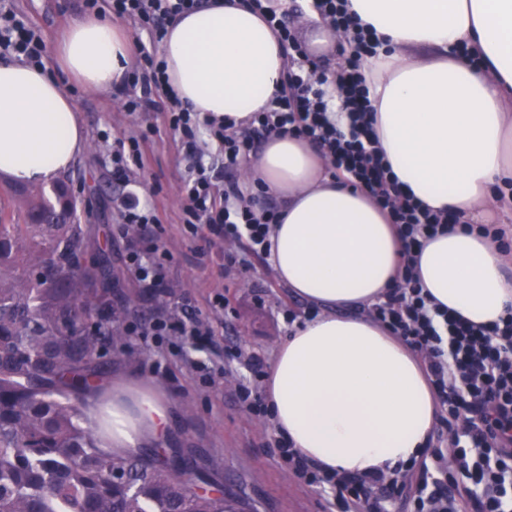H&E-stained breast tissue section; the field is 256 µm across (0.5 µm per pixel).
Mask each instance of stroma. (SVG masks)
<instances>
[{"label":"stroma","instance_id":"obj_1","mask_svg":"<svg viewBox=\"0 0 512 512\" xmlns=\"http://www.w3.org/2000/svg\"><path fill=\"white\" fill-rule=\"evenodd\" d=\"M12 5L49 46L85 14L84 0H12ZM68 89L86 146L61 178L72 190L83 229L112 262L117 282L112 306L123 309L125 323L142 324L186 301L210 333L206 348H188L183 358L128 338L123 350L106 352V387L126 379L164 392L172 402L164 447L192 449L202 462L223 471L226 493L244 497L258 512H343L329 488L308 485L289 472L275 446L270 419L241 410L233 400L232 381L218 374L212 383H202L191 367L195 360L223 366L228 347L273 361L277 345L289 334L285 312L303 315L306 304L279 282L264 255L248 253L238 242L234 248L244 255L245 266H225L222 244L208 243L180 224L177 186L185 163L163 113L134 117L112 93L73 82ZM150 125L157 133L144 149L145 168L136 172L133 189L141 204L153 208L159 245L170 255L163 284L154 292L142 288L128 269L133 239L118 230L124 191L112 180L111 144Z\"/></svg>","mask_w":512,"mask_h":512}]
</instances>
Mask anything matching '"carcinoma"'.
<instances>
[{
    "mask_svg": "<svg viewBox=\"0 0 512 512\" xmlns=\"http://www.w3.org/2000/svg\"><path fill=\"white\" fill-rule=\"evenodd\" d=\"M27 195L21 224L0 204V512H251L193 452L120 451L90 418L97 349L126 343L118 310L81 328L112 272L74 205Z\"/></svg>",
    "mask_w": 512,
    "mask_h": 512,
    "instance_id": "1",
    "label": "carcinoma"
}]
</instances>
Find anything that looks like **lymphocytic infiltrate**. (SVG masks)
I'll return each mask as SVG.
<instances>
[{
	"mask_svg": "<svg viewBox=\"0 0 512 512\" xmlns=\"http://www.w3.org/2000/svg\"><path fill=\"white\" fill-rule=\"evenodd\" d=\"M88 9L109 7L113 16L129 19L146 31L152 46L141 49L118 92L127 112H164L169 130L190 165L181 182L182 223L191 230L207 229L222 242H246L255 253H269L275 208L253 209L239 191V183L225 180L203 161L200 132H207L224 156L225 170L234 169L255 150V142L270 135L293 133L314 142L328 158L333 172L365 190L388 210L404 241L397 282L386 299L370 310L373 318L418 352L428 381L443 413L441 425L451 428L448 446L425 448L412 458L404 473L407 484L391 476H353L318 473L290 442L278 440L289 469L308 484L329 485L337 504L353 512H388L400 502L405 512H460L467 503L472 512H512V316L491 328L456 319L447 310L431 307L418 271L423 239L448 226V215L405 195L383 162L375 145L369 114V90L361 72L364 56L374 53L373 36L352 16L345 0H312L313 8L332 26L350 37L351 51L338 75L339 94L350 109L351 129L331 123L323 92L300 71L291 69L282 87L263 111L253 113L247 127L235 131L229 118H204L173 96L167 88V63L153 52L177 17L199 9L200 0H86ZM14 55L43 65L46 45L9 0H0V54ZM152 129L139 136L116 140L112 176L127 190L121 214L123 230L138 232L128 255L129 269L146 288L163 278L168 258L157 242L153 210L131 192L130 174L143 166V143ZM129 336L152 337L157 346L182 350L199 345L205 336L196 317L158 314L148 325H130Z\"/></svg>",
	"mask_w": 512,
	"mask_h": 512,
	"instance_id": "lymphocytic-infiltrate-1",
	"label": "lymphocytic infiltrate"
}]
</instances>
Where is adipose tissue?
Segmentation results:
<instances>
[{"label":"adipose tissue","instance_id":"obj_1","mask_svg":"<svg viewBox=\"0 0 512 512\" xmlns=\"http://www.w3.org/2000/svg\"><path fill=\"white\" fill-rule=\"evenodd\" d=\"M378 39L362 72L377 146L403 192L452 212L458 227L425 240L419 275L434 302L490 325L512 315V267L478 224L512 236V0H348ZM169 83L193 111L246 123L281 87L288 58L244 0H208L160 45ZM61 76L0 57V176L46 184L85 146L63 77L107 91L134 62L123 27L92 16L54 44ZM244 198L263 190L282 218L270 234L277 279L315 318L277 346L266 382L277 434L320 473L392 474L418 456L439 407L421 357L365 310L392 288L402 242L387 212L323 153L274 135L243 164ZM112 444L161 443L170 406L127 383L112 402Z\"/></svg>","mask_w":512,"mask_h":512}]
</instances>
